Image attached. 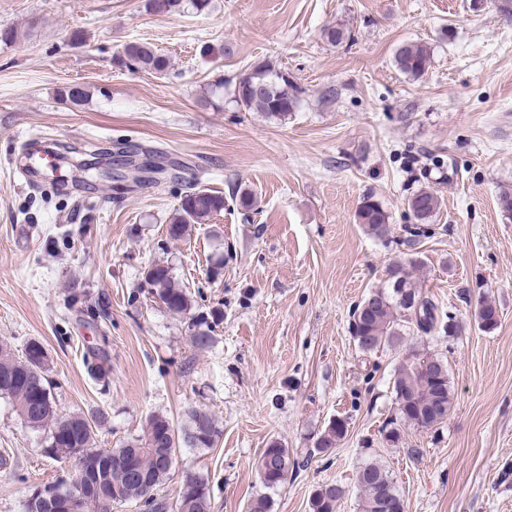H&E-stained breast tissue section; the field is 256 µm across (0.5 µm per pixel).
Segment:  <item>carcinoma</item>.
Here are the masks:
<instances>
[{"label":"carcinoma","instance_id":"obj_1","mask_svg":"<svg viewBox=\"0 0 512 512\" xmlns=\"http://www.w3.org/2000/svg\"><path fill=\"white\" fill-rule=\"evenodd\" d=\"M211 0H147V6L156 13H181L193 10L207 11ZM35 23L27 29L0 28V43L12 44L31 34ZM431 48L424 43L401 46L395 53L397 69L408 77L418 78L429 68ZM117 63L131 71L164 74L169 59L147 43L129 42L117 56ZM237 103L249 110L263 113L268 119L282 121L295 111L298 96L288 73L268 63L254 66L235 84ZM407 208L421 224H426L440 208L438 195L430 190H419L407 198ZM224 210V195L210 189H192L181 197L180 205L171 217L167 234L173 240L182 239L190 224H202ZM357 219L364 231L372 237L390 233L388 215L379 202L367 196L363 199ZM420 264L419 258L410 256L389 265L388 279L371 289L355 306L350 333L358 349L372 354L398 343L405 329L413 326L423 334H439L448 338L460 333L461 328L453 316L443 321L437 318V306L423 295L411 269ZM151 293L172 313L187 316L191 326L197 328L193 343L206 348L212 342L213 324L221 319L217 310L207 319L192 313L191 293L179 283L169 266L153 264L146 273ZM478 326L491 332L498 326L497 306L486 301L476 313ZM49 356L43 345L29 342L21 356L10 348L0 346V397L11 399L18 415L29 427L48 432V445L44 453L55 460L65 459L67 449L87 448L95 461L83 469H74L67 480L44 486L30 494L24 512H56L53 500L77 490L91 491L90 512H112L119 504L139 503L151 498L152 512H160L164 505L153 497L155 489L169 476L166 457L176 455L177 449L210 448L218 436L215 418L201 408H190L180 426L162 414L151 416L142 435L121 443L112 449L96 445L98 432L108 423V414L102 410L91 413L72 411L61 413L47 378ZM90 372L98 379L107 376L104 355L94 349L86 356ZM392 389L397 404V421L388 423L382 433L386 441L401 440L399 425L420 431L437 428L445 422L454 404V392L448 374V364L435 354H424L419 359H406L395 368ZM348 432V422L337 419L317 438L314 450L326 453L334 448ZM295 467L289 448L272 441L257 462V471L265 478L260 483L265 492L252 498L246 512H271L272 500L268 492L284 484L282 473ZM357 483L361 491L362 512H386L385 502L399 507L404 500L389 473L376 462L364 465L358 472ZM346 488L337 483H326L314 490L309 500V512H336L338 502ZM208 485L197 475L186 472L176 501L177 512H210Z\"/></svg>","mask_w":512,"mask_h":512}]
</instances>
